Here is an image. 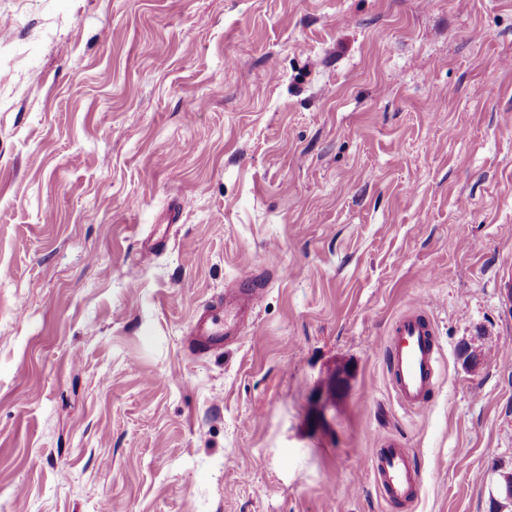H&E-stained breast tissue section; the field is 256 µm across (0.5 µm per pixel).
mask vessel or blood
I'll return each mask as SVG.
<instances>
[{
  "instance_id": "b4317fda",
  "label": "vessel or blood",
  "mask_w": 512,
  "mask_h": 512,
  "mask_svg": "<svg viewBox=\"0 0 512 512\" xmlns=\"http://www.w3.org/2000/svg\"><path fill=\"white\" fill-rule=\"evenodd\" d=\"M263 283L255 274H246L239 287L224 291V311L202 309L187 337L190 352L204 354L222 347L237 336L240 326L259 306ZM435 324L427 307L413 303L392 321L382 354L386 360L391 391L402 410H423L441 374L442 351ZM367 471L378 487L385 505L415 501L420 473L412 465L405 448L393 439L382 440L371 449Z\"/></svg>"
}]
</instances>
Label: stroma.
<instances>
[{
    "label": "stroma",
    "instance_id": "35a3bbf8",
    "mask_svg": "<svg viewBox=\"0 0 512 512\" xmlns=\"http://www.w3.org/2000/svg\"><path fill=\"white\" fill-rule=\"evenodd\" d=\"M0 21V512H383L386 437L421 475L393 512H512V0ZM249 270L254 316L190 354ZM416 301L421 416L380 351ZM430 311L414 302L392 321L382 354L393 393L404 411L428 407L441 374L442 351Z\"/></svg>",
    "mask_w": 512,
    "mask_h": 512
}]
</instances>
